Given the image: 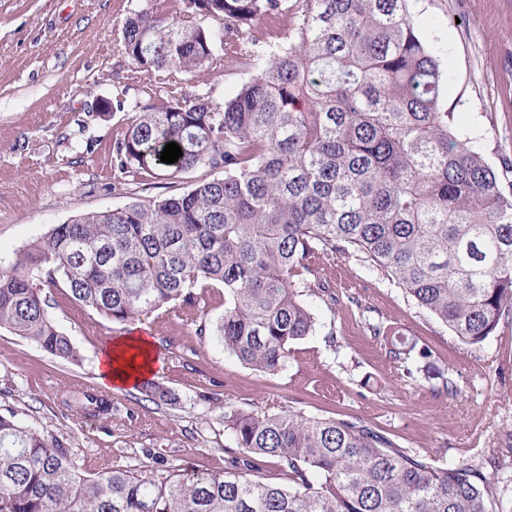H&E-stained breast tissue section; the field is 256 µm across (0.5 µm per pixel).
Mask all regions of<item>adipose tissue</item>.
I'll list each match as a JSON object with an SVG mask.
<instances>
[{
    "instance_id": "1",
    "label": "adipose tissue",
    "mask_w": 512,
    "mask_h": 512,
    "mask_svg": "<svg viewBox=\"0 0 512 512\" xmlns=\"http://www.w3.org/2000/svg\"><path fill=\"white\" fill-rule=\"evenodd\" d=\"M156 360L153 344L147 336L122 337L100 354L99 381L105 386L139 384L154 373Z\"/></svg>"
}]
</instances>
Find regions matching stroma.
<instances>
[{
	"instance_id": "obj_1",
	"label": "stroma",
	"mask_w": 512,
	"mask_h": 512,
	"mask_svg": "<svg viewBox=\"0 0 512 512\" xmlns=\"http://www.w3.org/2000/svg\"><path fill=\"white\" fill-rule=\"evenodd\" d=\"M139 4L0 0V269L76 215L109 212L146 192L168 194L165 180L147 191L119 183L113 144L132 115L96 109L97 100L136 80L120 46L122 22ZM409 11L447 74L445 102L457 128L500 166L512 156V0H410ZM323 276L340 301L332 310L318 306L317 331L295 345L276 375L244 365L215 338L199 340L184 310L173 309L147 336L157 357L153 378L178 403L156 405L136 387H108L104 393L118 407L108 424L85 421L65 401L81 383H97V359L120 333L48 289L50 313L82 361L69 364L0 331V411L14 410L23 424L64 436L83 472L104 463L172 466L186 455L198 470L223 472L228 407L361 420L407 451L442 463L464 458L505 477L500 506L512 512V319L502 320L477 351L356 259L325 265ZM368 319L429 348L460 395L449 396L436 380H402L367 331ZM174 352L185 353L184 366H174Z\"/></svg>"
}]
</instances>
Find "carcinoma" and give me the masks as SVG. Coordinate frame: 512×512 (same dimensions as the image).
Wrapping results in <instances>:
<instances>
[{
  "label": "carcinoma",
  "mask_w": 512,
  "mask_h": 512,
  "mask_svg": "<svg viewBox=\"0 0 512 512\" xmlns=\"http://www.w3.org/2000/svg\"><path fill=\"white\" fill-rule=\"evenodd\" d=\"M408 2L177 0L175 15L171 0H143L122 24L140 96L97 102L101 114L134 113L114 142V171L141 185L201 167L216 176L78 215L29 243L0 271V331L77 365L44 289L121 328L180 306L196 336L276 374L319 327L307 298L336 305L322 266L359 254L483 349L512 319V195L455 128L445 71ZM217 61L251 73L221 104L192 82ZM170 142L182 157L167 164ZM217 286L224 314L198 320ZM365 324L405 377L461 393L427 349ZM139 392L177 403L153 380ZM84 398V417L112 419V401ZM224 432L237 451L222 474L186 455L167 469L85 476L58 436L0 413V512H500L495 477L466 460L434 464L361 420L230 409ZM265 458L285 482L258 476Z\"/></svg>",
  "instance_id": "obj_1"
}]
</instances>
